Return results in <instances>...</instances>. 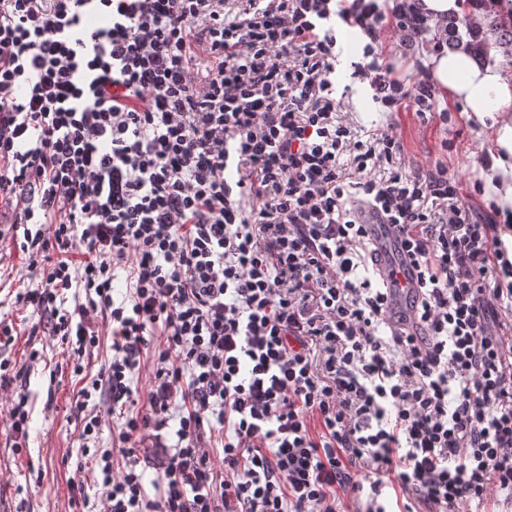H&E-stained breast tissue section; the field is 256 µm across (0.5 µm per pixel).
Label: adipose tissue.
Here are the masks:
<instances>
[{
  "label": "adipose tissue",
  "mask_w": 512,
  "mask_h": 512,
  "mask_svg": "<svg viewBox=\"0 0 512 512\" xmlns=\"http://www.w3.org/2000/svg\"><path fill=\"white\" fill-rule=\"evenodd\" d=\"M425 66L430 80L451 99L468 104L477 120L495 116L492 163L480 176L499 207L512 210V74L495 63H477L461 49L430 56Z\"/></svg>",
  "instance_id": "1"
}]
</instances>
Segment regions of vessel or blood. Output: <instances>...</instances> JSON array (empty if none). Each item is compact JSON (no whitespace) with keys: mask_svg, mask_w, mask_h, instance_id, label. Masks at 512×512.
I'll return each instance as SVG.
<instances>
[{"mask_svg":"<svg viewBox=\"0 0 512 512\" xmlns=\"http://www.w3.org/2000/svg\"><path fill=\"white\" fill-rule=\"evenodd\" d=\"M359 220L366 224L375 243L378 266L394 275L392 294L395 307H407L415 294L417 271L406 256L398 233L390 225L384 224L376 211L362 210Z\"/></svg>","mask_w":512,"mask_h":512,"instance_id":"obj_1","label":"vessel or blood"}]
</instances>
